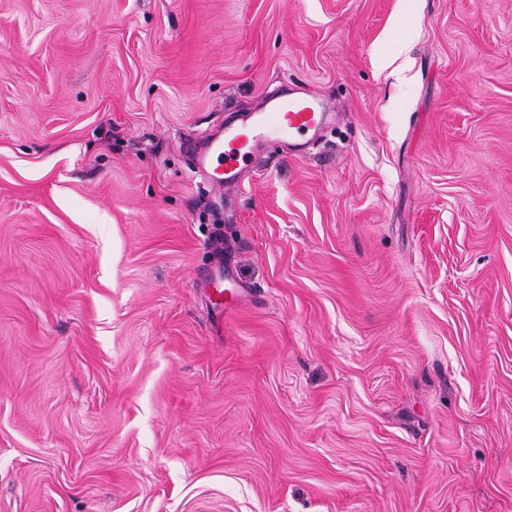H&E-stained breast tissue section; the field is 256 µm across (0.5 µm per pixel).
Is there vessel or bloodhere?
<instances>
[{
  "label": "vessel or blood",
  "mask_w": 512,
  "mask_h": 512,
  "mask_svg": "<svg viewBox=\"0 0 512 512\" xmlns=\"http://www.w3.org/2000/svg\"><path fill=\"white\" fill-rule=\"evenodd\" d=\"M337 119L330 102L307 89L289 86L267 98L261 111L236 115L207 138L184 142L183 151L210 188L233 189L273 141H287L292 156L303 155L307 145ZM196 280L205 288L217 319L239 309L245 291L231 266L215 265Z\"/></svg>",
  "instance_id": "vessel-or-blood-1"
}]
</instances>
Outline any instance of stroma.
Listing matches in <instances>:
<instances>
[{"mask_svg":"<svg viewBox=\"0 0 512 512\" xmlns=\"http://www.w3.org/2000/svg\"><path fill=\"white\" fill-rule=\"evenodd\" d=\"M0 512H512V0H0ZM286 89L267 98L260 112L224 121L201 141H185L183 151L211 189L238 188L274 140L288 139V152L302 156L307 145L336 125L339 113L325 99L305 88ZM196 280L206 289L210 306L220 322L239 309L246 291L238 284L231 265L218 263L199 273Z\"/></svg>","mask_w":512,"mask_h":512,"instance_id":"1","label":"stroma"}]
</instances>
